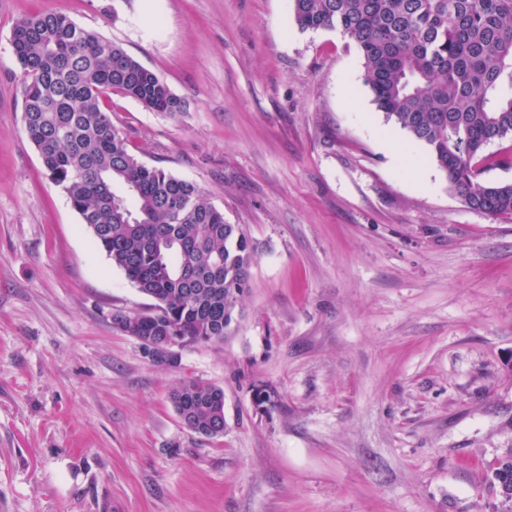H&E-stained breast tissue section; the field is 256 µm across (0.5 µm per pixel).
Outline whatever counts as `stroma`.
<instances>
[{
    "label": "stroma",
    "mask_w": 512,
    "mask_h": 512,
    "mask_svg": "<svg viewBox=\"0 0 512 512\" xmlns=\"http://www.w3.org/2000/svg\"><path fill=\"white\" fill-rule=\"evenodd\" d=\"M66 14L186 103L114 93L148 164L255 246L222 341L158 366L147 311L23 128L11 34ZM224 391L222 436L170 396ZM512 448V219L469 208L388 120L340 30L291 0H0V512H495ZM492 481L500 488L504 503L511 501L512 511V448L508 449L502 458H498L495 466L492 467ZM505 491V492H504Z\"/></svg>",
    "instance_id": "35a3bbf8"
}]
</instances>
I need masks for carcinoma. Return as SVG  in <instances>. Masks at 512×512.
<instances>
[{
    "label": "carcinoma",
    "mask_w": 512,
    "mask_h": 512,
    "mask_svg": "<svg viewBox=\"0 0 512 512\" xmlns=\"http://www.w3.org/2000/svg\"><path fill=\"white\" fill-rule=\"evenodd\" d=\"M299 29H339L361 52L378 109L424 144L464 203L512 217V183L479 181L483 151L512 135V0H292ZM12 45L23 77V124L48 178L97 247L144 295L148 313L112 314L142 341L217 342L236 321L254 248L193 182L141 161L112 124L117 92L159 114L184 102L120 44L42 11L20 19ZM121 188L118 193L115 188ZM171 401L187 429L224 434V391L195 381ZM512 499V448L492 467Z\"/></svg>",
    "instance_id": "carcinoma-1"
}]
</instances>
